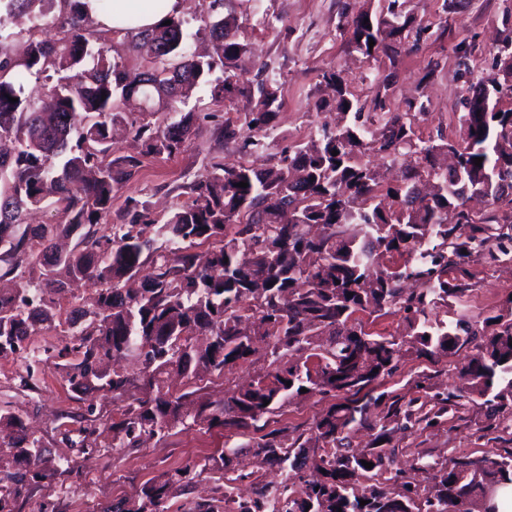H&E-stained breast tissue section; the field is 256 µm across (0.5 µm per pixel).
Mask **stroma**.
Here are the masks:
<instances>
[{"label": "stroma", "instance_id": "obj_1", "mask_svg": "<svg viewBox=\"0 0 512 512\" xmlns=\"http://www.w3.org/2000/svg\"><path fill=\"white\" fill-rule=\"evenodd\" d=\"M406 6L416 22L435 25L443 19L448 30L440 39L421 41L418 48L403 52L392 63L384 57H366L337 31L342 13L378 10L379 0H223L218 7L212 6L211 0H180L175 17L182 23L187 50L209 48L207 23L219 16L230 18L238 38L248 46L241 80L277 81L281 107L270 145L248 155L241 151L237 141L226 139L225 120L242 116L250 111L251 105L241 97L213 100L209 85H199L188 101L197 120L184 149L172 156L142 157L135 175L116 193L111 212L103 215V223H118L131 199L145 202L151 218L164 222L174 204L188 202V184L204 173L210 159L228 166L275 164L281 148L308 139L321 124L334 121L335 112L316 108L318 101L332 95L331 88L320 80L321 73L329 70L339 72L351 90L365 95L369 92L370 77L397 69L399 78L387 99L388 107L402 112L409 99L422 96L429 104V116L421 124L423 131L440 128L448 138L458 139L465 84L458 74L455 46L459 41H467L474 75L490 72L491 48L506 33L503 14L512 10V0H472L466 8L458 0H407ZM61 16V11L55 9L34 24L24 17L8 23V50L22 52L33 26L43 38H59ZM431 61L436 68L429 75L425 69ZM96 289V282L84 281L56 295L57 314L52 322L39 326L30 336V347L62 348V330L69 313L90 309ZM511 294L512 267H478L470 293L471 311L479 317L496 315ZM469 356L466 350L454 354L437 350L428 355L408 351L396 372L384 380L382 389L401 397L416 396L420 390L415 382L422 377L432 390H455L459 386L458 371ZM268 361V349L261 343L248 360L226 368L223 376L203 373V396H223L225 390L237 388L262 372ZM24 369L19 358L0 359V407L20 414L55 458L71 462L74 472L65 481L40 482L29 497L19 500L18 512H37L43 503L50 512H103L112 500H135L142 486L162 473L216 455L224 447L221 429L195 425L175 429L161 440L151 439L139 449L120 450L111 461L83 454L63 441L59 432L63 414L79 408L61 367L52 361L41 364L38 389L34 392L18 387L17 376ZM330 403V398L319 394L299 397L281 412L269 416L265 429L281 431L291 438L308 433ZM484 422L482 411L470 405L462 418L447 420L441 426L395 432V465L406 470L413 458L420 455L441 461L451 453L490 455L512 446L508 433L492 430L478 434L477 429ZM234 465L244 476L238 487L245 497L252 496L257 485L277 480L279 475L277 466L254 457L246 448L240 450Z\"/></svg>", "mask_w": 512, "mask_h": 512}]
</instances>
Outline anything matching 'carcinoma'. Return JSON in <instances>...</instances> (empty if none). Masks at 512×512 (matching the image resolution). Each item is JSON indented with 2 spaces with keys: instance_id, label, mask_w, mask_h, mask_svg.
<instances>
[{
  "instance_id": "carcinoma-1",
  "label": "carcinoma",
  "mask_w": 512,
  "mask_h": 512,
  "mask_svg": "<svg viewBox=\"0 0 512 512\" xmlns=\"http://www.w3.org/2000/svg\"><path fill=\"white\" fill-rule=\"evenodd\" d=\"M55 2L0 0V25L16 13L36 18ZM68 5L61 37L30 34L20 58L0 48V261L19 278V288L0 293V358H23L19 387L35 390L36 368L51 355L27 351L28 337L54 318V294L68 281L99 280L105 288L93 319L69 320L58 356L69 358L64 370L73 390L110 392L123 409L110 426L91 422L64 430L63 439L84 453H108L205 424L229 439H248L244 447L283 475L280 485H262L254 498H242L237 482L244 476L233 465L238 449L230 448L209 457L210 465L192 462L162 474L145 484L140 501L120 500L103 512H170L169 500L189 494L210 470L219 473L221 497L187 500L177 512H449L460 499L471 512H495L487 495L512 484V448L433 462L419 456V469L429 473L422 488L393 469L398 448L390 435L395 427L440 425L467 399L489 421L478 431L512 429V295L499 314L481 320L466 307L474 264L512 263V109L488 101L512 93V36L496 46L492 72L469 82L459 141L440 128L421 136L418 121L428 112L419 97L404 112L387 108L394 73L375 75L373 97L363 100L337 73L325 72L336 95L316 108L336 110L334 125L322 124L318 135L282 150L266 169L247 163L227 169L211 160L188 186L191 203L177 205L164 223L155 224L145 203L134 200L123 222L101 234L114 190L134 176L140 157L180 152L194 121L193 112H181L160 128L143 115L130 123L137 154L111 159V130L125 121L117 102L145 97L153 114L186 102L209 81L215 100L240 96L254 103L241 123L224 124L225 137L248 153L266 146L281 101L272 81L236 79L247 48L224 18L209 26L215 55L206 60L187 53L182 22L167 16L169 25L121 34L130 49L152 52L153 66L134 71L108 56L102 40L114 31L94 29L82 0ZM338 30L365 56L392 63L407 45L435 35L431 26L414 24L402 0H386L374 13L344 12ZM445 33L441 26L435 36ZM217 69L224 79L209 80ZM50 70L58 79L47 97L24 96L28 76ZM368 151L400 161L395 183L363 161ZM476 157L483 158L479 166ZM48 182L66 217L63 231L84 230L67 253L54 247V225L24 221L29 208L44 202ZM477 195L507 210L478 217L467 207ZM157 237L165 243L161 251L154 248ZM210 239L222 245L202 264L193 249ZM148 261L151 276L137 292L125 290L123 282ZM362 314L398 315L403 332H371ZM256 337L270 347L271 370L249 388L203 401L193 415L184 402L200 388L178 396L164 390L172 371L187 379L201 369L223 375L248 358ZM406 346L420 354L472 350L461 371L466 393L427 392L404 403L375 394ZM303 388L339 402L306 437L290 443L277 432L251 437L263 417L288 406ZM359 428L374 431L367 448L350 447ZM105 433L112 441L99 442ZM2 453L14 466L0 470V512H16L31 483L72 472L69 461L53 458L42 439L27 433L20 415L0 408ZM364 460L374 466L365 468ZM309 469L326 474L308 481ZM362 499L368 504L360 505Z\"/></svg>"
}]
</instances>
